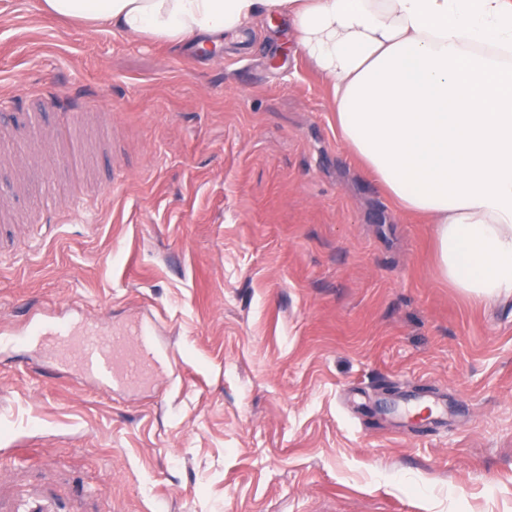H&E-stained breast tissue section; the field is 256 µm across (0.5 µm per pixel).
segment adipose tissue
Wrapping results in <instances>:
<instances>
[{
  "label": "adipose tissue",
  "instance_id": "1",
  "mask_svg": "<svg viewBox=\"0 0 512 512\" xmlns=\"http://www.w3.org/2000/svg\"><path fill=\"white\" fill-rule=\"evenodd\" d=\"M47 16L177 49L286 22L330 89L337 129L405 211L438 270L512 297V0H42Z\"/></svg>",
  "mask_w": 512,
  "mask_h": 512
}]
</instances>
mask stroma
Segmentation results:
<instances>
[{"instance_id": "stroma-1", "label": "stroma", "mask_w": 512, "mask_h": 512, "mask_svg": "<svg viewBox=\"0 0 512 512\" xmlns=\"http://www.w3.org/2000/svg\"><path fill=\"white\" fill-rule=\"evenodd\" d=\"M101 96L92 161L58 168L59 227L23 218L53 148L0 155L18 219L0 233V329L29 315L156 323L166 371L105 391L0 342V512H512V299L438 274L432 226L404 212L336 128L287 24L213 56L0 0V96ZM112 112L108 139L100 109ZM447 397L418 437L349 399Z\"/></svg>"}]
</instances>
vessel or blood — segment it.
<instances>
[{
    "mask_svg": "<svg viewBox=\"0 0 512 512\" xmlns=\"http://www.w3.org/2000/svg\"><path fill=\"white\" fill-rule=\"evenodd\" d=\"M59 126L66 145L54 156L56 165L77 166L83 141V103H61ZM152 321L139 319L122 328L111 324L81 323L61 315L29 317L24 328L9 331L7 340L34 349H50L65 366L98 388H137L156 376L162 367L163 350ZM403 421L414 424L416 433L435 430L448 423L446 400L424 393L404 396L395 403Z\"/></svg>",
    "mask_w": 512,
    "mask_h": 512,
    "instance_id": "1",
    "label": "vessel or blood"
}]
</instances>
